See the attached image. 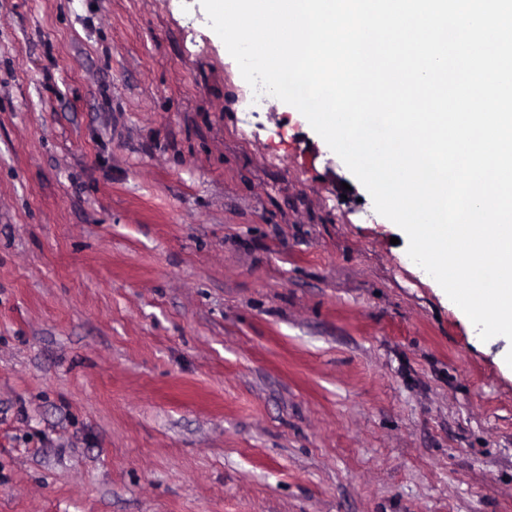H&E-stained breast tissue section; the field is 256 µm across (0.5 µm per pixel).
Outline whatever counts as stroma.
Listing matches in <instances>:
<instances>
[{
    "label": "stroma",
    "instance_id": "35a3bbf8",
    "mask_svg": "<svg viewBox=\"0 0 512 512\" xmlns=\"http://www.w3.org/2000/svg\"><path fill=\"white\" fill-rule=\"evenodd\" d=\"M407 247L200 0H0V512H512Z\"/></svg>",
    "mask_w": 512,
    "mask_h": 512
}]
</instances>
